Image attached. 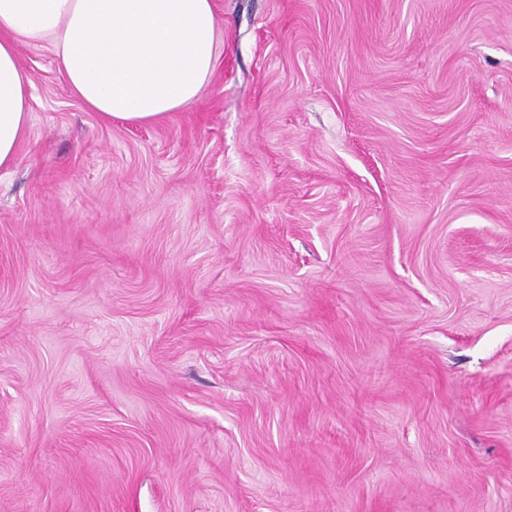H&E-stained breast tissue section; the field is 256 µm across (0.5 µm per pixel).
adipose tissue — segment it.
I'll return each instance as SVG.
<instances>
[{
  "label": "adipose tissue",
  "mask_w": 512,
  "mask_h": 512,
  "mask_svg": "<svg viewBox=\"0 0 512 512\" xmlns=\"http://www.w3.org/2000/svg\"><path fill=\"white\" fill-rule=\"evenodd\" d=\"M211 0H0V169L29 126L20 44H49L79 101L103 119L151 123L194 102L217 65Z\"/></svg>",
  "instance_id": "obj_1"
}]
</instances>
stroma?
<instances>
[{
    "label": "stroma",
    "instance_id": "obj_1",
    "mask_svg": "<svg viewBox=\"0 0 512 512\" xmlns=\"http://www.w3.org/2000/svg\"><path fill=\"white\" fill-rule=\"evenodd\" d=\"M105 120L20 46L0 512H512V0H212Z\"/></svg>",
    "mask_w": 512,
    "mask_h": 512
}]
</instances>
